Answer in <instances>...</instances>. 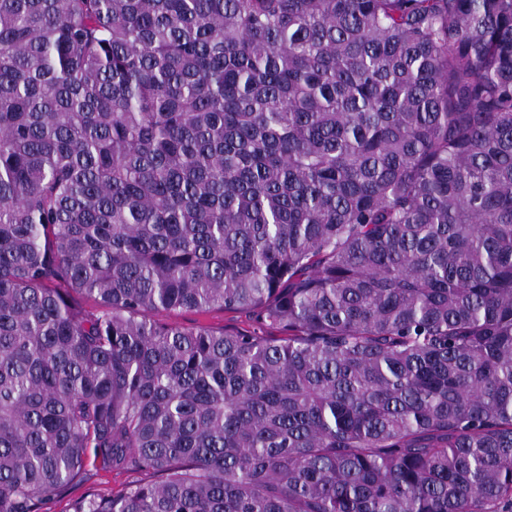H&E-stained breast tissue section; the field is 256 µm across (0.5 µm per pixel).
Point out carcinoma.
<instances>
[{"label": "carcinoma", "mask_w": 512, "mask_h": 512, "mask_svg": "<svg viewBox=\"0 0 512 512\" xmlns=\"http://www.w3.org/2000/svg\"><path fill=\"white\" fill-rule=\"evenodd\" d=\"M215 307L280 335L151 317ZM90 458L512 512V0H0V512Z\"/></svg>", "instance_id": "1"}]
</instances>
